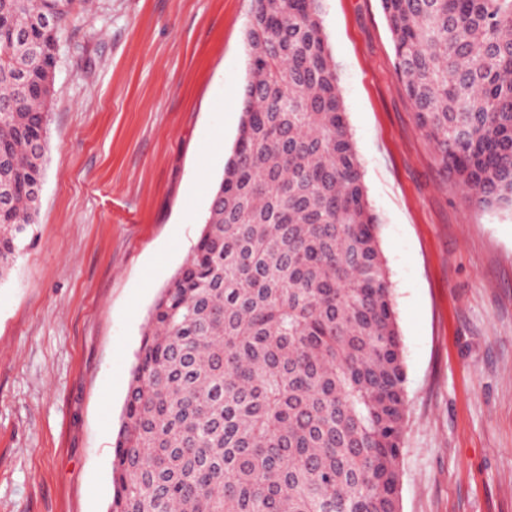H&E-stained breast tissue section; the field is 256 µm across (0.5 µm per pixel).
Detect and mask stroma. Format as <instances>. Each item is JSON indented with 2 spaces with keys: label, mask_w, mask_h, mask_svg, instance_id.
Instances as JSON below:
<instances>
[{
  "label": "stroma",
  "mask_w": 512,
  "mask_h": 512,
  "mask_svg": "<svg viewBox=\"0 0 512 512\" xmlns=\"http://www.w3.org/2000/svg\"><path fill=\"white\" fill-rule=\"evenodd\" d=\"M253 0H91L56 51L35 239L0 281V512H108L148 312L242 117ZM403 343L399 512H512V205L476 206L380 0H324Z\"/></svg>",
  "instance_id": "35a3bbf8"
}]
</instances>
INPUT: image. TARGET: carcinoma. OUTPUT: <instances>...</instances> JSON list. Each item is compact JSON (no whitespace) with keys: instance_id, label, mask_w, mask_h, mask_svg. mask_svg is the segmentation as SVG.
Masks as SVG:
<instances>
[{"instance_id":"cac0c4a2","label":"carcinoma","mask_w":512,"mask_h":512,"mask_svg":"<svg viewBox=\"0 0 512 512\" xmlns=\"http://www.w3.org/2000/svg\"><path fill=\"white\" fill-rule=\"evenodd\" d=\"M74 4L0 0V280L33 237ZM380 4L441 163L512 204V0ZM321 13L254 0L234 153L149 311L109 512H398L402 340Z\"/></svg>"}]
</instances>
